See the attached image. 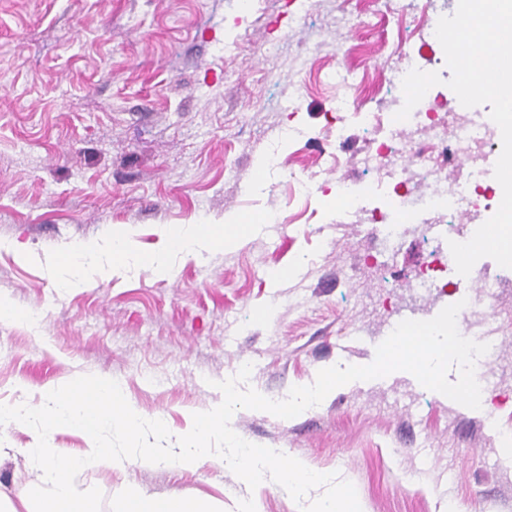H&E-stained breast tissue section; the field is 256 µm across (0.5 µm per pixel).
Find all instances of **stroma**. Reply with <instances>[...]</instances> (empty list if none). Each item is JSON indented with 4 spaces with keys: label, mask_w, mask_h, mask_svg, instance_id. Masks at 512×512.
<instances>
[{
    "label": "stroma",
    "mask_w": 512,
    "mask_h": 512,
    "mask_svg": "<svg viewBox=\"0 0 512 512\" xmlns=\"http://www.w3.org/2000/svg\"><path fill=\"white\" fill-rule=\"evenodd\" d=\"M403 2L378 17L367 0H0V298L43 317L37 333L0 322V404L35 405L45 384L109 374L177 438L186 410L219 405L216 382L243 364L248 387L281 400L321 369L371 364L402 315L453 304L414 286L428 252L413 225L382 270L366 262L382 192L358 161L397 136L396 49L439 73L444 112L460 108L435 42L451 0ZM274 153L282 166L260 167ZM340 179L355 208L339 203ZM201 222L238 244L174 256L169 279L136 267L57 286V259L76 244L121 233L148 255ZM478 265L502 286L475 376L512 396V269ZM230 425L351 482L364 512H512L501 466L512 416L448 401L405 371L338 387L291 419L240 409ZM36 442L24 424L0 425L1 491L35 478L23 451ZM75 484L102 491V512L131 488L224 512H300L272 479L249 489L214 455L193 470L93 464Z\"/></svg>",
    "instance_id": "obj_1"
}]
</instances>
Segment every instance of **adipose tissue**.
<instances>
[{
	"label": "adipose tissue",
	"instance_id": "1",
	"mask_svg": "<svg viewBox=\"0 0 512 512\" xmlns=\"http://www.w3.org/2000/svg\"><path fill=\"white\" fill-rule=\"evenodd\" d=\"M224 244V227L220 224H186L177 235L171 252L141 255L135 253L126 237L113 236L107 245L111 255L109 274L124 273L133 265L149 267L156 275L170 276L171 256L196 258L203 252ZM113 512H209L202 502L191 497H153L129 491Z\"/></svg>",
	"mask_w": 512,
	"mask_h": 512
}]
</instances>
